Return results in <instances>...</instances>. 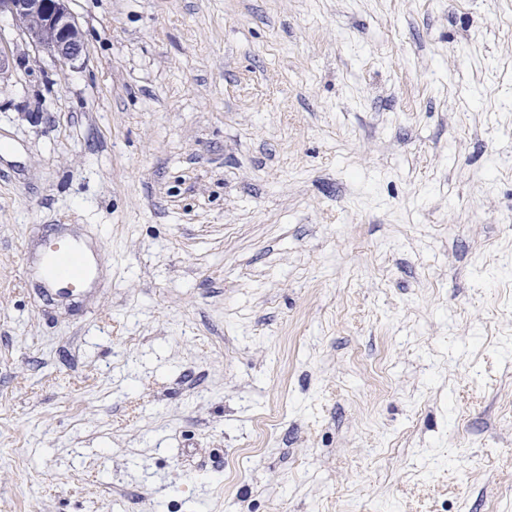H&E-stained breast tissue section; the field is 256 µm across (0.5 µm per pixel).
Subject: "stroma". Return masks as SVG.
Wrapping results in <instances>:
<instances>
[{
  "mask_svg": "<svg viewBox=\"0 0 512 512\" xmlns=\"http://www.w3.org/2000/svg\"><path fill=\"white\" fill-rule=\"evenodd\" d=\"M70 9L0 21V512H512V0ZM70 0H0V19L9 17L19 37L36 52L62 63L82 57L81 25L69 8ZM70 258L78 260L77 269L70 270L65 266V261ZM42 263V277L39 278L43 283L44 292L48 295L64 292L65 288H58L62 284L71 292L86 288L95 280L98 271L96 263L82 258L81 242L76 239L60 240L48 237Z\"/></svg>",
  "mask_w": 512,
  "mask_h": 512,
  "instance_id": "1",
  "label": "stroma"
}]
</instances>
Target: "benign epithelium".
I'll return each instance as SVG.
<instances>
[{"mask_svg": "<svg viewBox=\"0 0 512 512\" xmlns=\"http://www.w3.org/2000/svg\"><path fill=\"white\" fill-rule=\"evenodd\" d=\"M70 0H0V17L11 19L19 37L36 52L62 63L82 57L81 25L69 8Z\"/></svg>", "mask_w": 512, "mask_h": 512, "instance_id": "benign-epithelium-1", "label": "benign epithelium"}]
</instances>
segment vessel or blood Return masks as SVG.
Segmentation results:
<instances>
[{"label": "vessel or blood", "instance_id": "vessel-or-blood-1", "mask_svg": "<svg viewBox=\"0 0 512 512\" xmlns=\"http://www.w3.org/2000/svg\"><path fill=\"white\" fill-rule=\"evenodd\" d=\"M97 271L96 263L83 259L79 240L48 238L41 277L46 294H57L63 285L72 292L81 290L94 280Z\"/></svg>", "mask_w": 512, "mask_h": 512}]
</instances>
